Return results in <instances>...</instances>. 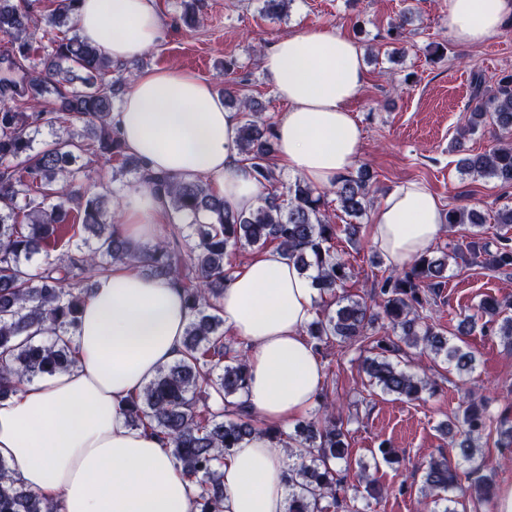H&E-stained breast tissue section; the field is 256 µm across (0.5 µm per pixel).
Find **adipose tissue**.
Masks as SVG:
<instances>
[{"label": "adipose tissue", "mask_w": 512, "mask_h": 512, "mask_svg": "<svg viewBox=\"0 0 512 512\" xmlns=\"http://www.w3.org/2000/svg\"><path fill=\"white\" fill-rule=\"evenodd\" d=\"M512 20V0H448V34L476 45ZM80 37L118 62L140 57L159 38L154 0H81ZM262 68L288 106L276 123L278 169L318 189L357 164L361 128L349 109L368 82L362 51L346 33L305 27L262 55ZM118 121L127 153L151 173L208 177L232 212L258 203L261 189L238 144L240 113L211 82L179 69L139 74ZM174 219L144 185L122 195L121 223L132 238ZM445 229L438 198L409 182L373 212L370 242L393 267L430 251ZM316 291L276 249L235 268L220 300L224 330L248 344L245 406L268 425L309 410L324 366L305 335ZM189 311L167 280L129 264L96 277L79 314L67 371L25 385L0 401V460L57 512H194L195 487L148 432L130 427L125 405L158 367L179 359ZM223 512H286L282 449L267 436L242 440L224 461Z\"/></svg>", "instance_id": "obj_1"}]
</instances>
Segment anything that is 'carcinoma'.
Returning a JSON list of instances; mask_svg holds the SVG:
<instances>
[{"label": "carcinoma", "mask_w": 512, "mask_h": 512, "mask_svg": "<svg viewBox=\"0 0 512 512\" xmlns=\"http://www.w3.org/2000/svg\"><path fill=\"white\" fill-rule=\"evenodd\" d=\"M80 0H58L43 18L45 54L30 56L37 26L31 13L13 0H0V35L9 38L13 57L28 62L23 81L10 101L0 102V399L16 393L25 383L68 369L75 363L72 332L88 291L79 283L93 272L108 273L114 264H135L149 276L164 278L180 288L189 309L182 357L157 369L142 392L127 402L130 426L156 436L185 477L196 485L197 512H221L224 498V459L238 442L257 432L283 448L287 473L288 512H368L369 504L347 494V475L329 462L341 463L349 454L348 429L342 407L321 393L315 417L287 433L264 424L233 398L248 386L245 351L232 349L224 336L219 301L224 282L235 269L232 258L245 247L275 246L302 274H309L319 295L335 299L336 308L323 311L307 325L316 351L334 342H371L377 306L396 339L376 341L379 352L363 360L368 383L385 395L416 400L429 389V380L399 367L401 344L421 348L434 358L454 364L459 372L473 368L475 357L464 346L435 330L431 296L444 285L449 259L444 252L414 259L401 272L381 277L371 301L336 296L351 278L349 262L336 252L337 225L327 215L333 193L342 212L360 218L370 206L371 174L344 176L322 191L297 178L281 185L271 162L275 128L258 125L254 103L238 98L232 84L224 86V101L242 113L238 138L261 187L257 206L241 213L224 209V197L209 178L182 180L147 172L144 164L127 154L113 122V97L121 79H112V59L84 41L73 16ZM470 103V131L489 124L498 129L496 143L487 151L468 153L464 138L453 150L464 152L460 170L476 177H492L512 184V73L497 79L496 90L482 91L474 78ZM82 121L94 131L85 139L73 133L40 147L32 130L47 125L69 129ZM115 158L121 166L112 179L126 171L162 195L176 215L191 224L164 225L151 241L140 244L124 235L117 224L119 211L107 208L109 187L87 190L89 174L77 158ZM73 221L91 230L94 243L84 242L38 263L36 256L61 245L62 225ZM448 227L483 226L474 210L451 209ZM474 259L488 267H512V246L496 250L473 247ZM512 307L509 299L487 298L478 310L490 317L495 332L512 345V316L495 317ZM41 333L37 338L33 333ZM205 393L214 407L200 410L197 398ZM465 430L458 442L459 464L434 457L422 476L423 512H457L449 496L458 485L459 466H467L473 503L496 496L497 488L485 474L484 458L476 454L474 438L491 429L485 408L467 402L462 410ZM0 512H54L38 493L23 488L6 463L0 461Z\"/></svg>", "instance_id": "1"}]
</instances>
